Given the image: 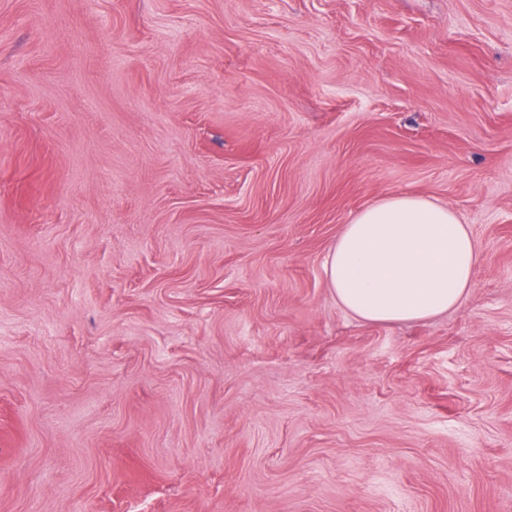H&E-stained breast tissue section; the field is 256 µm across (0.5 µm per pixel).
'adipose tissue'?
<instances>
[{"label":"adipose tissue","mask_w":512,"mask_h":512,"mask_svg":"<svg viewBox=\"0 0 512 512\" xmlns=\"http://www.w3.org/2000/svg\"><path fill=\"white\" fill-rule=\"evenodd\" d=\"M481 253L455 212L400 195L365 208L345 226L325 272L337 302L361 320H425L464 302Z\"/></svg>","instance_id":"adipose-tissue-1"}]
</instances>
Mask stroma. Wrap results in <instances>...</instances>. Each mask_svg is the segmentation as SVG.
Returning a JSON list of instances; mask_svg holds the SVG:
<instances>
[{
    "mask_svg": "<svg viewBox=\"0 0 512 512\" xmlns=\"http://www.w3.org/2000/svg\"><path fill=\"white\" fill-rule=\"evenodd\" d=\"M398 194L482 260L366 322ZM0 512H512V0H0ZM481 253L455 212L400 195L346 224L327 254L325 272L336 301L361 320H425L464 302Z\"/></svg>",
    "mask_w": 512,
    "mask_h": 512,
    "instance_id": "1",
    "label": "stroma"
}]
</instances>
